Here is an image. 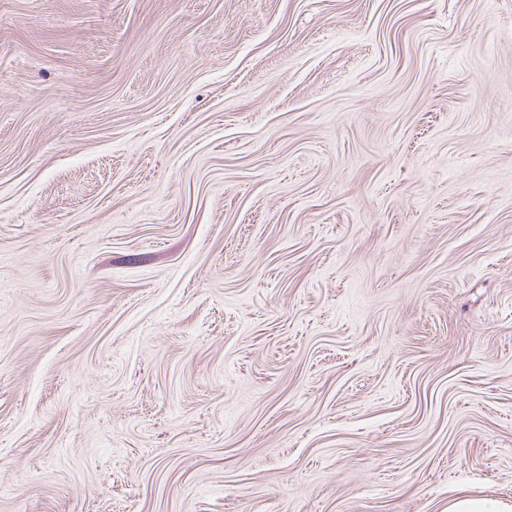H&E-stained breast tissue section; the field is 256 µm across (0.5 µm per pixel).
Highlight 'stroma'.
Here are the masks:
<instances>
[{
  "instance_id": "stroma-1",
  "label": "stroma",
  "mask_w": 512,
  "mask_h": 512,
  "mask_svg": "<svg viewBox=\"0 0 512 512\" xmlns=\"http://www.w3.org/2000/svg\"><path fill=\"white\" fill-rule=\"evenodd\" d=\"M512 503V0H0V512Z\"/></svg>"
}]
</instances>
